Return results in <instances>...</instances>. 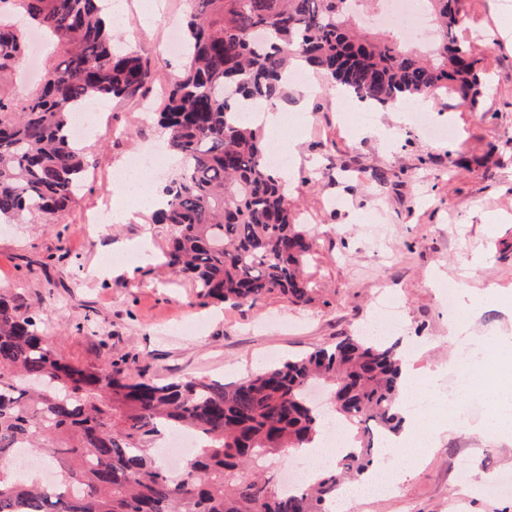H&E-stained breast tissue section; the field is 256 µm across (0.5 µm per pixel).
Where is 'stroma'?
<instances>
[{"mask_svg":"<svg viewBox=\"0 0 512 512\" xmlns=\"http://www.w3.org/2000/svg\"><path fill=\"white\" fill-rule=\"evenodd\" d=\"M112 19L117 41L137 51L153 74L141 101L98 102L83 145L88 179L55 223L0 224V293L36 313L59 354L85 365L125 360L160 380L184 376L233 382L269 362L334 345L377 316L376 300L399 306L396 333L434 405L406 421L419 442L395 496H367L348 512H512V442L486 435V395L449 404L465 342L512 336V20L505 0H474L459 35H488L481 62L489 74L485 108L466 110L438 90L431 117L453 137L433 141L409 119V107L337 110L324 78L288 87L291 154L287 195L315 236L306 271L310 300L279 296L230 306L196 297L188 280L168 274L171 228L148 211L89 224L85 217L114 199L111 171L135 152L165 150L167 133L154 106L183 68L169 54L168 26L184 28V0H122ZM458 289L462 332L443 301ZM471 484L455 498L457 464ZM507 478L494 494L483 478Z\"/></svg>","mask_w":512,"mask_h":512,"instance_id":"stroma-1","label":"stroma"}]
</instances>
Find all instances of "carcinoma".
Returning <instances> with one entry per match:
<instances>
[{
    "label": "carcinoma",
    "instance_id": "cac0c4a2",
    "mask_svg": "<svg viewBox=\"0 0 512 512\" xmlns=\"http://www.w3.org/2000/svg\"><path fill=\"white\" fill-rule=\"evenodd\" d=\"M188 62L162 95L159 123L179 168L155 211L172 236L167 268L198 296L254 304L310 299L303 265L313 238L294 223L266 162L260 126L239 108L285 99L288 66L325 76L374 108L448 88L479 112L480 59L459 40L464 0H423L437 32L426 55L363 32L360 0H187ZM54 44L35 92L10 75L26 43L15 19ZM104 0H0V224L66 211L86 158L70 134L92 101L137 100L153 81L134 52L117 53ZM406 381L398 343L349 336L232 383L160 381L123 360L78 366L58 357L35 316L0 296V512H328L344 475L380 461L379 437L399 436ZM331 388L336 414L356 430L337 469L285 492L259 469L283 448L307 447L322 427L308 391ZM202 438L181 477L151 456L167 433ZM24 448L57 468L53 487L20 478Z\"/></svg>",
    "mask_w": 512,
    "mask_h": 512
}]
</instances>
